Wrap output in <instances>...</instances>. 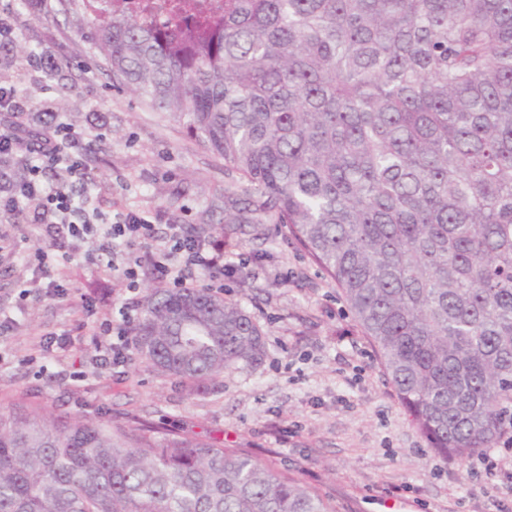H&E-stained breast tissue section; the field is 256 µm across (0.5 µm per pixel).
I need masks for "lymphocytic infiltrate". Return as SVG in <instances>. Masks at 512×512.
Listing matches in <instances>:
<instances>
[{"mask_svg":"<svg viewBox=\"0 0 512 512\" xmlns=\"http://www.w3.org/2000/svg\"><path fill=\"white\" fill-rule=\"evenodd\" d=\"M84 142L82 133L62 121L44 137L27 139L14 130L0 132L1 154L23 150L31 158L27 175L0 191L1 215L17 219L27 202L39 204L33 221L45 244L28 255V263L42 272L69 263L72 257L59 252V242L93 238L99 245L95 255L87 258V265L99 273L118 270L130 292H137L142 278L150 272L161 275L177 289L223 290L225 274L236 271L237 263L227 259L221 245L203 243L185 225L168 224L160 228L146 215L134 211L119 214L113 224H95L96 209L83 198L89 183L95 180L77 150ZM60 165L72 174V181L46 183L42 178L44 171ZM100 302L97 295L82 296L81 307L87 319L81 322V330L94 336L103 361H130L134 341L124 329L130 318L127 306L118 307L112 321L97 324L92 317Z\"/></svg>","mask_w":512,"mask_h":512,"instance_id":"obj_1","label":"lymphocytic infiltrate"}]
</instances>
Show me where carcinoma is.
I'll list each match as a JSON object with an SVG mask.
<instances>
[{
    "label": "carcinoma",
    "instance_id": "1",
    "mask_svg": "<svg viewBox=\"0 0 512 512\" xmlns=\"http://www.w3.org/2000/svg\"><path fill=\"white\" fill-rule=\"evenodd\" d=\"M112 87L186 120L240 175L230 223L283 224L338 288L443 456L512 404V0H224L178 30L96 0ZM207 288L147 296L135 354L205 387L264 356ZM0 512H334L231 448L148 424L0 406Z\"/></svg>",
    "mask_w": 512,
    "mask_h": 512
}]
</instances>
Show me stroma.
I'll return each instance as SVG.
<instances>
[{
	"label": "stroma",
	"mask_w": 512,
	"mask_h": 512,
	"mask_svg": "<svg viewBox=\"0 0 512 512\" xmlns=\"http://www.w3.org/2000/svg\"><path fill=\"white\" fill-rule=\"evenodd\" d=\"M89 18L60 0H22L15 45L0 50V81L16 84L24 113L0 110V130L34 128L38 112L95 141L84 160L97 174L89 193L108 216L150 212L222 242L250 264L224 280L225 300L263 327L265 355L225 372L208 390L133 360L103 364L93 337L45 359L46 334L76 329L80 298L106 295L97 319L127 294L118 277L60 269L70 295L28 304L0 336V403L17 397L55 412L147 423L234 448L298 479L336 512H512V473L488 475L478 458L444 460L399 404L369 339L340 291L281 224H229L224 189L238 174L192 138L183 120L112 88L107 64L84 37ZM15 246L0 259V308L13 306L35 275L27 221H0Z\"/></svg>",
	"instance_id": "1"
}]
</instances>
